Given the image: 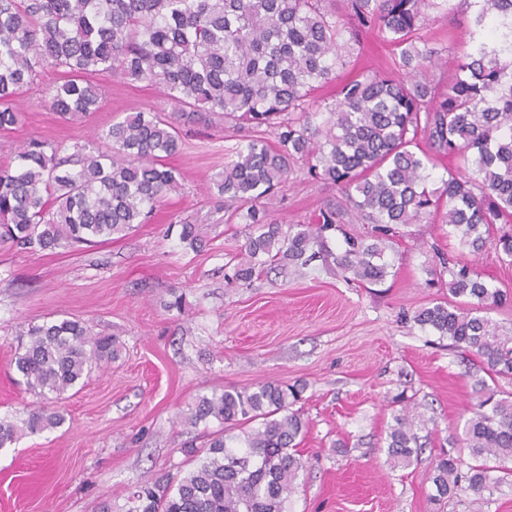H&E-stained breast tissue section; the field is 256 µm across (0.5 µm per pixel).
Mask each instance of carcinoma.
I'll use <instances>...</instances> for the list:
<instances>
[{
    "mask_svg": "<svg viewBox=\"0 0 512 512\" xmlns=\"http://www.w3.org/2000/svg\"><path fill=\"white\" fill-rule=\"evenodd\" d=\"M431 6L444 17L454 12L451 0H0V131L18 123V90L46 68L66 74L45 101L67 120L99 108L101 89L89 75L157 84L183 116L220 112L253 130L211 177L224 209L247 224L245 261L233 279L248 283L277 266L304 269L330 255L327 233L340 231L345 248L333 257L336 271L348 282L379 285L389 275L387 242L405 224L445 207L444 222L460 244L478 252L493 225L512 223V81H505L504 61L512 58V0H484L477 22L491 20L494 46L479 43L459 56L443 92L426 79L437 51L416 45ZM348 17L386 39L404 73L358 75L324 108L314 92L350 64ZM98 140L106 149L76 144L68 155L62 142L31 139L0 163L1 241L51 252L108 241L148 223L157 203L182 188L166 163L182 147L168 118L131 112ZM435 157L461 158L471 173L450 171L434 187L428 164ZM299 159L310 177L338 186L345 203L327 204L311 224H279L267 201ZM356 222L371 231L342 230ZM178 224L181 241L202 244L198 225L186 218ZM440 266L451 299L418 309L414 321L475 358L479 403L455 437L471 461L449 451L435 461V502L492 491L501 478L489 462L512 460V390L500 384H512V331L487 315L503 294L466 263L444 258ZM27 336L12 364L45 400L119 353L116 339L73 319L34 325ZM303 391L260 381L200 397L188 420H215L220 429L207 447L187 449L194 468L177 484L138 487L126 512H288L303 468L290 452L307 427L293 410ZM61 423L47 406L19 425L0 420V448ZM422 423V413L407 405L394 415L387 448L395 461L418 453L414 428ZM240 424L249 426L243 435L227 434Z\"/></svg>",
    "mask_w": 512,
    "mask_h": 512,
    "instance_id": "obj_1",
    "label": "carcinoma"
}]
</instances>
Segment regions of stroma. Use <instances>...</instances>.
<instances>
[{
  "mask_svg": "<svg viewBox=\"0 0 512 512\" xmlns=\"http://www.w3.org/2000/svg\"><path fill=\"white\" fill-rule=\"evenodd\" d=\"M476 15L462 4L421 30L422 43L441 52L429 72L434 82L447 84L456 58L491 39ZM353 58L340 81L400 71L397 53L373 30H359ZM62 78L48 70L20 91L21 119L0 135V159L31 138L71 145L129 112L172 113L158 86L102 73L94 77L98 112L67 122L43 104L46 87ZM180 128L183 150L169 163L183 189L157 205L150 223L58 253L0 244V420L21 422L41 403L10 364L30 325L74 319L122 345L117 359L55 402L60 426L0 448V512H98L105 498L124 512L138 486L183 476L185 446L204 445L217 430L214 422H187L199 397L259 380L305 386L298 409L308 430L297 447L304 466L288 512H512L510 460L492 494L430 502L432 464L452 449L477 398L468 360L413 320L448 295L447 286L428 282L440 252L512 295V264L501 251L469 252L436 217L404 227L387 251L392 272L379 286L346 283L319 260L300 272L231 284L244 226L229 218L208 180L245 135L225 130L211 112ZM305 170V161L294 163L270 206L272 219L305 224L341 198L337 186L309 180ZM185 216L197 220L201 247L180 240L177 222ZM400 393L422 404L427 419L418 432L422 449L406 466L391 462L386 443L390 400Z\"/></svg>",
  "mask_w": 512,
  "mask_h": 512,
  "instance_id": "1",
  "label": "stroma"
}]
</instances>
